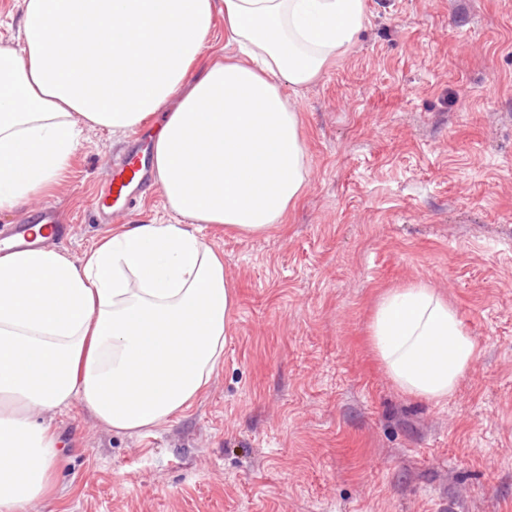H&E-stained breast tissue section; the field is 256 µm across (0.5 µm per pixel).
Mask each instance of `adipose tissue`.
I'll return each mask as SVG.
<instances>
[{"label": "adipose tissue", "instance_id": "1", "mask_svg": "<svg viewBox=\"0 0 512 512\" xmlns=\"http://www.w3.org/2000/svg\"><path fill=\"white\" fill-rule=\"evenodd\" d=\"M366 0H23V47L0 46V211L49 191L83 127L121 137L155 113L154 183L174 224H132L80 261L38 246L0 256V512L54 496L60 440L35 419L83 406L140 434L195 404L224 357L234 305L197 233L263 234L307 188L286 88L354 43ZM224 45L204 70L216 17ZM367 344L404 393L447 401L478 341L425 281L384 289Z\"/></svg>", "mask_w": 512, "mask_h": 512}]
</instances>
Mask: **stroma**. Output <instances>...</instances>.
I'll list each match as a JSON object with an SVG mask.
<instances>
[{"mask_svg":"<svg viewBox=\"0 0 512 512\" xmlns=\"http://www.w3.org/2000/svg\"><path fill=\"white\" fill-rule=\"evenodd\" d=\"M349 51L288 90L304 195L286 224L200 234L236 303L224 360L191 410L129 436L85 410L42 419L63 444L37 512H512V0H367ZM132 137L87 127L54 191L55 249L177 216L158 188L93 216ZM429 281L478 354L448 401L403 393L364 343L376 294Z\"/></svg>","mask_w":512,"mask_h":512,"instance_id":"stroma-1","label":"stroma"}]
</instances>
